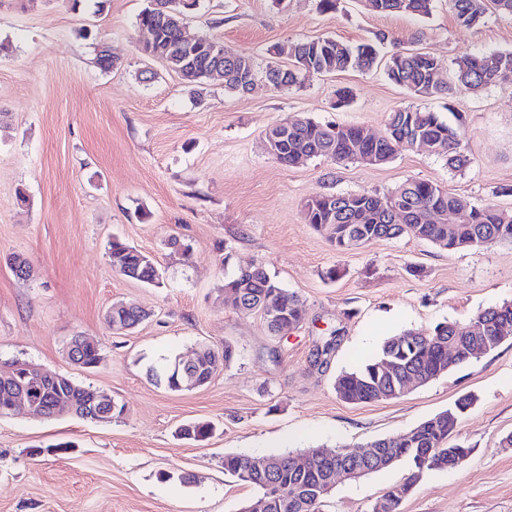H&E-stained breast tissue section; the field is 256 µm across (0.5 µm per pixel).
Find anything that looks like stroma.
I'll return each instance as SVG.
<instances>
[{"label":"stroma","mask_w":512,"mask_h":512,"mask_svg":"<svg viewBox=\"0 0 512 512\" xmlns=\"http://www.w3.org/2000/svg\"><path fill=\"white\" fill-rule=\"evenodd\" d=\"M147 4L0 0V365L41 364L124 407L108 425L0 417V512H239L254 490L225 475V455L361 444L414 428L465 394L476 402L453 440L470 455L426 473L403 512H512V447L501 445L512 435V340L397 399L353 404L333 388L339 373L401 330L466 321L511 300L512 243L450 252L404 235L339 251L303 219L313 196L383 195L408 178L512 209V194L502 192L512 187V87L422 98L378 66L313 73L281 89L260 80L243 94L215 84L197 95L142 52L137 18ZM186 23L188 35L221 38L262 69L289 66L275 46L322 37L355 45L380 31L389 46L433 56L446 75L462 54L512 51V15L490 10L467 28L448 0H435L425 18L379 15L363 0H340L334 13L320 12L317 0H199ZM102 43L117 60L108 71L95 64ZM147 69L155 77L145 83ZM341 89L352 98L338 109ZM406 106L450 123L463 118L469 166L451 171L433 153L410 150L383 166L314 158L287 167L263 148L266 129L295 115L382 136L387 114ZM115 237L154 259L164 287L113 270L107 245ZM175 238L192 243L191 257ZM13 255L31 262V279L13 275ZM254 262L306 305L286 338L224 303L225 276ZM120 301L151 313L126 336L105 322ZM334 332L328 365H314L317 345ZM77 333L100 341L96 368L68 359ZM228 342L237 359L205 387L172 392L147 375L163 358ZM195 420L213 422L215 432L198 442L176 436ZM59 442L69 450L48 452ZM184 472L192 484L179 482ZM407 472L402 462L337 481L323 512H370Z\"/></svg>","instance_id":"stroma-1"}]
</instances>
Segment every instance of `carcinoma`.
<instances>
[{
  "mask_svg": "<svg viewBox=\"0 0 512 512\" xmlns=\"http://www.w3.org/2000/svg\"><path fill=\"white\" fill-rule=\"evenodd\" d=\"M369 10L376 13H407L420 17L429 15L433 0H367ZM457 22L465 27L479 25L484 17L475 0H448ZM138 26L148 28L151 38L143 46V53L151 58L164 59L176 71L191 62L192 77L186 79L191 87L222 84L224 88L244 92L246 85L263 78L276 88L293 87L301 83L307 73L328 74L347 69L369 71L378 64L381 49L388 36L376 33L370 40L352 46L334 38L300 41L292 45V67L284 70L269 65L259 70L253 59L224 45L216 38L201 37L191 49L185 48L182 32L168 25L152 6L145 7L138 16ZM386 75L396 85L418 97L450 95L455 91L477 93L489 85H512V52L489 50L458 57L454 62L452 80L431 86L429 77L432 64L422 52L394 51L386 57ZM387 136L377 141L368 139L361 127L320 123L309 118L281 120L270 130H282V137L270 144L269 153L279 163L292 166L300 160L327 158L336 163L364 161L375 157V165L391 162L395 156L409 149L416 140L432 143L434 154L443 158L451 170H461L470 164L465 152L461 127H452L435 112L414 107L398 108L388 113ZM376 194L338 193L315 196L304 205V220L317 231L329 232V240L340 250L360 248L374 242L397 238L403 234L431 242L450 252L483 247L492 243H512V213L489 203H478L468 197L456 195L428 180L410 179L395 188L388 197L401 210L397 222L389 212L380 209ZM452 210L462 214L456 224H437L430 220L431 212ZM112 268L120 274L154 288L164 286L162 273L154 261L136 247L112 239L108 247ZM224 295L235 298L233 308L242 313L262 312L267 306L277 308L280 318L264 319L268 332L277 337L296 329L304 320L307 309L295 293L282 288L276 275L262 264L241 269L224 281ZM112 316L129 322L136 328L151 313L135 303L112 309ZM494 324L512 330V301L486 308L476 314ZM470 324L445 321L433 332L408 329L388 337L375 357L359 367L340 373L334 380L339 398L349 403H369L397 399L403 395V383L410 374L426 384L448 373V348L456 351L455 363L460 364L490 353L502 345L495 330L484 337L471 335ZM338 342L329 336L317 346L315 363L322 366L334 352ZM77 355L89 368L100 361L99 341L84 337ZM235 349L224 342L219 351L202 344L197 349L193 374L196 387L209 384L217 371L231 363ZM395 360L397 368L384 372L382 365ZM181 359L173 356L160 366H151V381L171 391L184 390V375L175 371ZM24 368L17 370L15 380L4 384L0 379V409L10 414L14 391L21 388ZM43 404L49 418L62 415L65 410L84 412L90 409L92 394L80 385L65 380H43ZM471 395L462 396L453 406L435 414L418 426L389 437L375 440L379 448L400 452L409 463L410 470L403 482L389 487L372 505L370 512H402V505L416 484L432 470L444 469L448 463L457 466L468 457L470 449L458 445L448 447V437L457 428L458 421L474 405ZM214 430L208 421L189 422L179 427L183 439L202 441ZM351 465H359L367 473H379L386 467L367 454L363 445L341 452ZM339 457V458H341ZM338 457L319 458L302 468L294 463L295 456L270 454L264 458L265 466L256 469L254 459L248 455L224 456V474L236 482L255 490L244 505H268L265 512H321L325 496L322 486L335 474Z\"/></svg>",
  "mask_w": 512,
  "mask_h": 512,
  "instance_id": "cac0c4a2",
  "label": "carcinoma"
}]
</instances>
